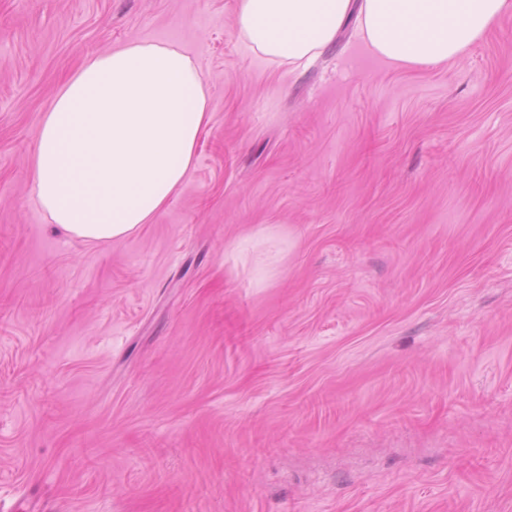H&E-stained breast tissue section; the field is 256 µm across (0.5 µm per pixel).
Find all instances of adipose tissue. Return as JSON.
<instances>
[{
	"label": "adipose tissue",
	"instance_id": "ef3b65f1",
	"mask_svg": "<svg viewBox=\"0 0 512 512\" xmlns=\"http://www.w3.org/2000/svg\"><path fill=\"white\" fill-rule=\"evenodd\" d=\"M510 8L512 0H235V26L253 53L299 64L331 46L354 13L369 51L430 70L468 52ZM208 109L202 75L179 49L132 42L89 59L39 122V205L83 239L134 234L183 182Z\"/></svg>",
	"mask_w": 512,
	"mask_h": 512
}]
</instances>
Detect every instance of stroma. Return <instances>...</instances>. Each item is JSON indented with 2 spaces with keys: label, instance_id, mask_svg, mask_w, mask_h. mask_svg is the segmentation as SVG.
<instances>
[{
  "label": "stroma",
  "instance_id": "35a3bbf8",
  "mask_svg": "<svg viewBox=\"0 0 512 512\" xmlns=\"http://www.w3.org/2000/svg\"><path fill=\"white\" fill-rule=\"evenodd\" d=\"M235 0H0V512H512V12L434 70ZM171 46L210 122L152 223L65 233L39 121Z\"/></svg>",
  "mask_w": 512,
  "mask_h": 512
}]
</instances>
